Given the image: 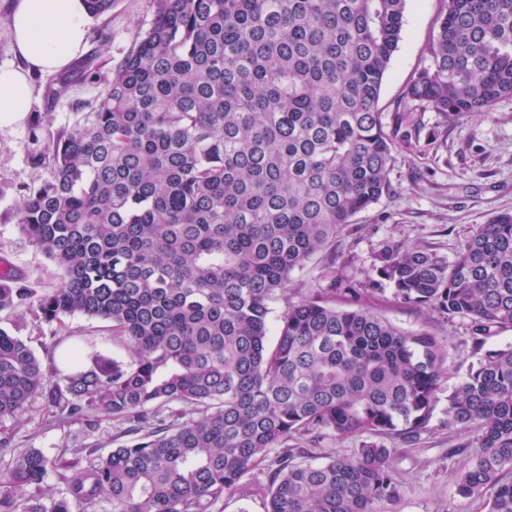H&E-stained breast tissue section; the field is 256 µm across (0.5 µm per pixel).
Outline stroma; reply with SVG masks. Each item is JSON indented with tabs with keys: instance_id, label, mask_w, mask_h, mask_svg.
<instances>
[{
	"instance_id": "stroma-1",
	"label": "stroma",
	"mask_w": 512,
	"mask_h": 512,
	"mask_svg": "<svg viewBox=\"0 0 512 512\" xmlns=\"http://www.w3.org/2000/svg\"><path fill=\"white\" fill-rule=\"evenodd\" d=\"M443 0H406L399 48L385 77L379 105L393 117L407 83L430 63L427 46L436 32ZM152 0H116L109 13L94 16L89 25V51L98 52L95 81L74 88L69 95L50 99L46 80H37L31 110L24 118L0 126V261L15 272V284L39 295L57 288L56 266L19 230L17 204L24 194L50 176L49 166L36 163L44 143L33 142L32 127L50 130L73 126L79 118L75 101L94 102L112 68L131 50L153 19ZM411 132V144H399L388 179L390 192L355 216L335 244L318 252L290 276L288 295L298 300L304 288H320L321 266L334 265L344 285L355 288L360 306L400 329L425 331L447 354L435 409L419 440L399 445L391 465L397 477L394 499L377 504V512H488L487 497H461L457 480L464 466L481 452L476 432L448 427V398L481 355L470 322L451 318L426 306L395 299L391 284L376 272L377 257L387 244L417 245L454 259L461 245L479 225L501 212L512 213V98L499 101L492 116L449 119L426 111ZM0 327L25 339L43 364L62 363L70 351L82 360L123 358L107 322L75 315L65 329L39 319L25 308L0 311ZM45 397H35L25 412L0 422V436L8 434L17 447L34 448L52 457L65 448L98 445L100 453L115 448L111 419H71L49 424Z\"/></svg>"
}]
</instances>
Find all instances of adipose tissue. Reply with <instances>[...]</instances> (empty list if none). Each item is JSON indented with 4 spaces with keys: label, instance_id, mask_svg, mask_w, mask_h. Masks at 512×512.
I'll return each instance as SVG.
<instances>
[{
    "label": "adipose tissue",
    "instance_id": "adipose-tissue-1",
    "mask_svg": "<svg viewBox=\"0 0 512 512\" xmlns=\"http://www.w3.org/2000/svg\"><path fill=\"white\" fill-rule=\"evenodd\" d=\"M89 23L85 0H17L11 33L20 63L0 67V125L29 112L37 76L60 72L84 53Z\"/></svg>",
    "mask_w": 512,
    "mask_h": 512
}]
</instances>
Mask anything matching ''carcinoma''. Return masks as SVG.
Listing matches in <instances>:
<instances>
[{"label":"carcinoma","instance_id":"obj_1","mask_svg":"<svg viewBox=\"0 0 512 512\" xmlns=\"http://www.w3.org/2000/svg\"><path fill=\"white\" fill-rule=\"evenodd\" d=\"M429 66L403 111L489 115L512 97V0H444ZM150 27L112 69L97 103L48 145L50 177L17 224L62 272L37 297L0 275V310L27 303L63 329L111 324L127 360L68 355L53 417L104 416L129 437L106 455L48 458L0 439V512H215L266 476V512H376L396 496V449L353 433L417 438L445 353L360 306L331 266L325 288L288 298L291 273L389 193L402 126L379 107L406 0H153ZM96 58L50 79L59 98ZM377 273L408 304L512 328V213L481 225L454 260L388 244ZM350 296L347 308L336 296ZM282 299L268 345L270 302ZM47 371L0 328V421L44 393ZM448 426L481 432L462 497L512 512V345L489 349L448 397ZM64 486L43 493L48 472Z\"/></svg>","mask_w":512,"mask_h":512}]
</instances>
